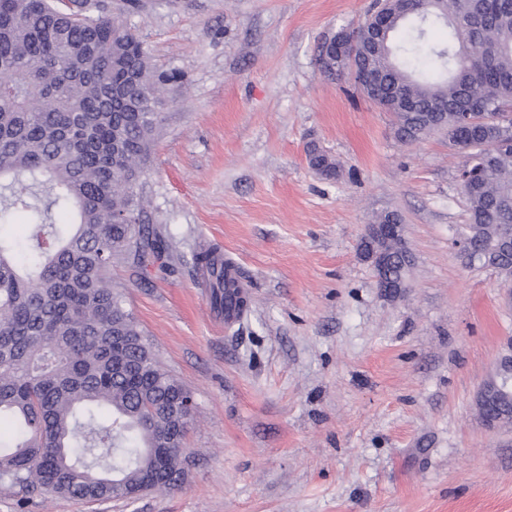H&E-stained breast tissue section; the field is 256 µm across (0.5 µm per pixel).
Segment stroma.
Segmentation results:
<instances>
[{"instance_id": "1", "label": "stroma", "mask_w": 512, "mask_h": 512, "mask_svg": "<svg viewBox=\"0 0 512 512\" xmlns=\"http://www.w3.org/2000/svg\"><path fill=\"white\" fill-rule=\"evenodd\" d=\"M158 71L176 73L142 179L169 272L112 268L195 420L184 475L92 502L0 482V512H512V425L477 394L512 339V291L469 268L466 151L394 117L319 64L372 0H102ZM316 141L335 179L308 164ZM398 214L412 262L383 293L361 249ZM231 255L249 303L216 320L203 243ZM477 408L483 421H488L489 417L497 415L499 413H507L508 410L512 412V398L499 396L493 399L490 403H482L478 398ZM500 423H512V414H502L497 419L489 420L488 426L490 428H496L497 424Z\"/></svg>"}]
</instances>
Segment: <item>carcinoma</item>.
Returning a JSON list of instances; mask_svg holds the SVG:
<instances>
[{
    "mask_svg": "<svg viewBox=\"0 0 512 512\" xmlns=\"http://www.w3.org/2000/svg\"><path fill=\"white\" fill-rule=\"evenodd\" d=\"M390 0L387 38L366 45L376 104L414 141L440 131L483 155L480 184L461 185L469 267L512 282V0ZM170 78L100 0H0V227L18 212L34 232L25 247L0 231V480L81 500L132 497L175 485L191 395L161 365L122 294L112 265L139 268L167 244L148 223L142 177L160 135ZM483 120L461 123L467 104ZM321 176L336 161L315 144ZM403 241L376 246L377 276L402 286ZM211 302L247 297L223 260ZM485 421L512 398L477 402Z\"/></svg>",
    "mask_w": 512,
    "mask_h": 512,
    "instance_id": "1",
    "label": "carcinoma"
}]
</instances>
